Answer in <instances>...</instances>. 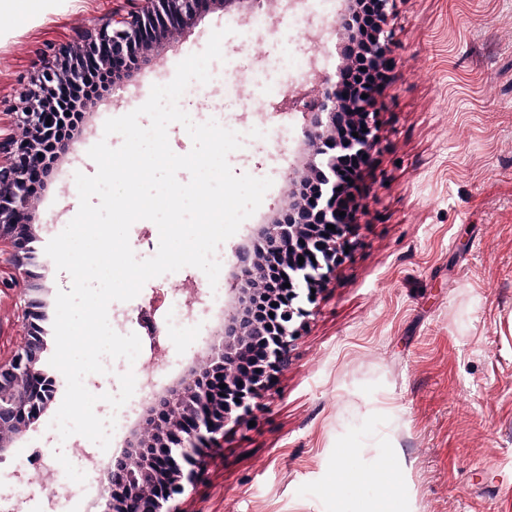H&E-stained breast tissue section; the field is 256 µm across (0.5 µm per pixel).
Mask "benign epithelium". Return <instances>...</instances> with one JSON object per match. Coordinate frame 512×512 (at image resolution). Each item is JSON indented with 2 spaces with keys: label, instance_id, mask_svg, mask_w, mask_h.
<instances>
[{
  "label": "benign epithelium",
  "instance_id": "7a95c632",
  "mask_svg": "<svg viewBox=\"0 0 512 512\" xmlns=\"http://www.w3.org/2000/svg\"><path fill=\"white\" fill-rule=\"evenodd\" d=\"M383 21L371 36L369 49L380 61L392 51V33L386 28L388 13L395 0H376ZM210 0H138L136 7L124 14L106 15L84 34L85 41L97 51V62L114 70L129 59L140 63L151 50L149 35L161 28L175 31L201 16ZM73 46L53 50L45 60L43 79L60 84L77 85L84 77L79 62L69 61ZM363 91L351 92L346 100L339 98V82L331 75L322 76L307 93L315 106L310 120L302 126L301 138L308 158L301 169L286 176L287 194L277 216L264 225L255 248L249 244L233 250L232 276L249 285L238 305L225 313L221 335L222 346L201 358L191 373L176 385L154 395L150 412L143 418L141 434L124 452L110 458L107 474L101 481V512H171L169 504L182 494L197 471L183 470L177 463L181 457L192 459L198 446L212 439L229 419L238 426H249L241 416L235 418L223 410V402L214 393L250 383L248 363L257 356L268 355L278 363L288 361L292 341L299 334V324L309 316L302 303L288 304L278 317V339L269 345V323L249 304L248 298H267L278 274L288 283L306 289L304 298L310 304L313 288L323 283L336 267L335 256L340 247L350 245L347 234L350 222L336 210L337 188L343 186L339 160L343 156L370 155L377 144L373 135L377 113L370 111ZM22 137H9L6 144L12 161L0 165V239L10 237L12 260L19 271L14 287L20 292L22 319L26 329L24 344L6 362H0V455L10 451L14 440L23 435L55 398L56 385L40 369L45 350L44 339L34 333L33 319L44 306L41 289L28 284V266L34 258L35 237L20 226L32 205L31 184L41 175V164L28 133L43 137L52 135L46 125L47 107L43 85L28 84L11 105ZM365 126L355 138L342 139L337 131L347 125ZM0 141V148L5 144ZM317 188L316 209L301 198L308 184ZM332 224L335 230L327 225ZM303 264H298L299 257ZM60 468L43 466V482L30 485V495L39 494L44 483L57 485V507L75 491L61 483Z\"/></svg>",
  "mask_w": 512,
  "mask_h": 512
}]
</instances>
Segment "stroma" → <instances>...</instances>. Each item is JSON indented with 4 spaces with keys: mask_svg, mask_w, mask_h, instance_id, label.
Here are the masks:
<instances>
[{
    "mask_svg": "<svg viewBox=\"0 0 512 512\" xmlns=\"http://www.w3.org/2000/svg\"><path fill=\"white\" fill-rule=\"evenodd\" d=\"M128 0H0V134L13 133L11 104L37 78L50 49L80 42L101 16ZM339 0H269L255 28L244 10L215 0L202 18L157 43L112 97L89 103L85 125L62 151L45 192L28 214L35 230L39 284L47 305L72 281L45 253L78 211L75 172L94 175L88 150L107 119L127 114L152 85L170 82L177 64L202 52L215 29L231 28L209 83H191L179 100L194 122L224 116L250 130L249 150L229 154L235 174L271 177L255 214L225 241H251L300 167L302 115L289 114L276 143L266 142L283 95H297L342 62L334 29ZM389 81L376 94L378 145L350 228L356 243L318 288L288 366L255 413L254 427L225 426L205 449L199 478L177 512H378L371 486L345 493L338 469L387 465L401 477L394 512H512V0H397ZM0 247V359L23 342L17 276ZM194 267L145 283L136 298L112 303V327L144 335L137 315L194 294ZM224 320L205 331L185 323L165 336L162 354L132 366L151 378L138 412L116 428L113 452L133 440L154 393L182 377ZM40 465L7 454L0 481L13 480L15 503L34 512L27 480Z\"/></svg>",
    "mask_w": 512,
    "mask_h": 512,
    "instance_id": "stroma-1",
    "label": "stroma"
}]
</instances>
